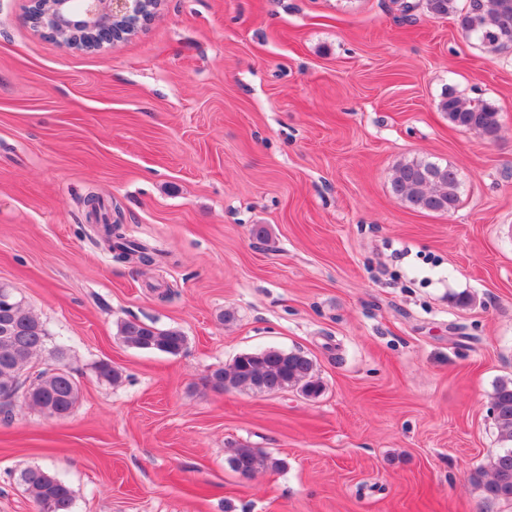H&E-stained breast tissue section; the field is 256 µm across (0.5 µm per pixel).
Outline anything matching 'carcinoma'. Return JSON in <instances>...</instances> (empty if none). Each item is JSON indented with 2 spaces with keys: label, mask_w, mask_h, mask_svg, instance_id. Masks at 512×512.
<instances>
[{
  "label": "carcinoma",
  "mask_w": 512,
  "mask_h": 512,
  "mask_svg": "<svg viewBox=\"0 0 512 512\" xmlns=\"http://www.w3.org/2000/svg\"><path fill=\"white\" fill-rule=\"evenodd\" d=\"M432 18H457L462 31L475 39L488 53L512 48V0H425ZM448 122L484 136H494L500 127L498 110L448 92L439 103ZM459 176L456 170L425 160L399 163L390 180L392 193L414 210L446 213L459 203ZM112 257L151 267L162 252L112 227ZM123 343L139 350L177 355L185 347L186 336L177 328L159 329L138 320H126L119 326ZM65 348L52 342L43 322L18 299L14 288L0 282V414L11 416L14 400L21 390L25 404L43 415L70 413L80 399V387L63 363ZM101 381L112 384L121 372L111 363L96 366ZM207 384L217 390L267 388L280 392L290 387L307 397L322 389L315 379L314 363L301 352L268 347L238 355L231 366L217 367L207 376ZM491 412L498 430L501 450L491 457L488 467L474 473L489 502H512V378L501 380L491 398ZM232 471L251 467L255 471L278 470L283 462L247 445L236 448L228 459ZM18 481L32 499L37 512H73L74 497L68 484L41 467L19 473Z\"/></svg>",
  "instance_id": "cac0c4a2"
}]
</instances>
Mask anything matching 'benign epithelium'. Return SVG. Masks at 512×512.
Instances as JSON below:
<instances>
[{
    "mask_svg": "<svg viewBox=\"0 0 512 512\" xmlns=\"http://www.w3.org/2000/svg\"><path fill=\"white\" fill-rule=\"evenodd\" d=\"M160 0H34L30 20L72 48L114 44V29L125 23L134 32Z\"/></svg>",
    "mask_w": 512,
    "mask_h": 512,
    "instance_id": "benign-epithelium-1",
    "label": "benign epithelium"
}]
</instances>
